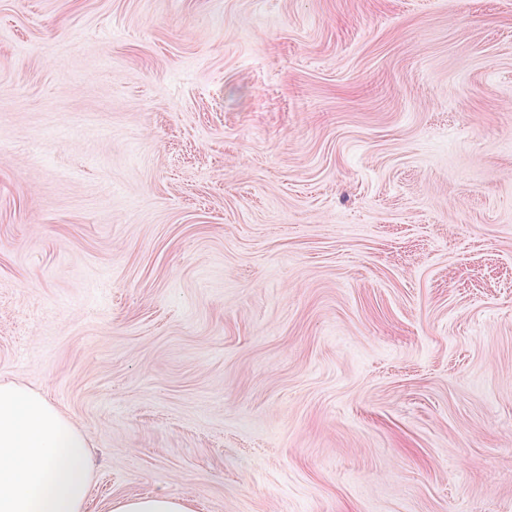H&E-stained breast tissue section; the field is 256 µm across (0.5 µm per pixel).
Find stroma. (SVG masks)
<instances>
[{
    "mask_svg": "<svg viewBox=\"0 0 512 512\" xmlns=\"http://www.w3.org/2000/svg\"><path fill=\"white\" fill-rule=\"evenodd\" d=\"M87 512H512V0H0V383ZM110 512H194L190 502L156 492L149 495L127 496L114 501Z\"/></svg>",
    "mask_w": 512,
    "mask_h": 512,
    "instance_id": "stroma-1",
    "label": "stroma"
}]
</instances>
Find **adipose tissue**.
<instances>
[{
  "label": "adipose tissue",
  "mask_w": 512,
  "mask_h": 512,
  "mask_svg": "<svg viewBox=\"0 0 512 512\" xmlns=\"http://www.w3.org/2000/svg\"><path fill=\"white\" fill-rule=\"evenodd\" d=\"M90 444L41 393L0 383V512H86ZM110 512H194L162 492L114 501Z\"/></svg>",
  "instance_id": "1"
}]
</instances>
